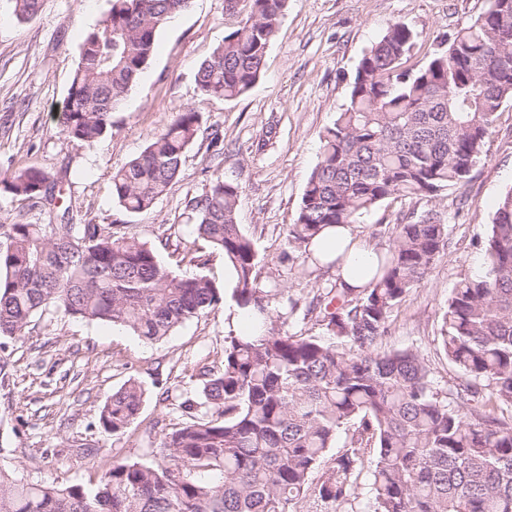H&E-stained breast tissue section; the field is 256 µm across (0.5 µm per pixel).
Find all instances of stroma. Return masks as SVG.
<instances>
[{"label":"stroma","instance_id":"1","mask_svg":"<svg viewBox=\"0 0 512 512\" xmlns=\"http://www.w3.org/2000/svg\"><path fill=\"white\" fill-rule=\"evenodd\" d=\"M111 0H42L38 14L19 19L15 0H0V183L28 167L45 171L62 192L49 204L13 196L0 186V224H108L154 246L170 270L195 273L178 248L193 244L203 268L224 281V260L194 233L187 208L216 177L237 183V221L253 239L257 270L271 288L303 300L333 275L301 272L286 244L307 179L321 151L320 135L348 102L365 51L394 23L417 33L410 66L467 26L488 0H291L268 48L259 80L241 97H202L198 64L236 24L224 0H191L160 30L156 52L112 128L93 143L69 139L58 124L83 33L106 19ZM188 109L223 139L215 153L198 138L185 151L179 177L154 207L124 212L112 198L111 176ZM487 153L464 186L448 188L431 206L446 214L449 247L390 320L384 349H411L431 367L440 390L459 374L441 347V313L455 284L477 271L486 226L498 199L512 189V100L506 101ZM401 202L383 204L354 229L376 248L388 245ZM236 313L232 306L192 319L163 342L149 343L121 327L53 311L33 318L22 337L0 340L7 376L0 381V468L27 483L96 485L103 463L149 461V452L181 424L184 401L196 399L202 366L221 358ZM146 399L122 434L105 432L99 413L127 379Z\"/></svg>","mask_w":512,"mask_h":512}]
</instances>
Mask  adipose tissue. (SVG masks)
I'll return each mask as SVG.
<instances>
[{"mask_svg":"<svg viewBox=\"0 0 512 512\" xmlns=\"http://www.w3.org/2000/svg\"><path fill=\"white\" fill-rule=\"evenodd\" d=\"M328 245L312 244L314 257L322 263L334 264L339 280L349 288L365 287L373 275L376 249L365 239L357 236L353 225L341 224L327 233ZM347 254L346 262H339L340 254Z\"/></svg>","mask_w":512,"mask_h":512,"instance_id":"ef3b65f1","label":"adipose tissue"}]
</instances>
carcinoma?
I'll return each mask as SVG.
<instances>
[{"label": "carcinoma", "instance_id": "carcinoma-1", "mask_svg": "<svg viewBox=\"0 0 512 512\" xmlns=\"http://www.w3.org/2000/svg\"><path fill=\"white\" fill-rule=\"evenodd\" d=\"M190 0H112L84 32L61 113L62 132L91 143L151 61L160 28ZM288 0H235L237 25L196 72L205 97L234 100L260 78ZM417 33L391 25L362 56L349 101L322 136L287 245L303 258L321 232L354 224L388 201L434 198L468 181L504 102L512 100V0L488 8L426 62L407 68ZM200 113H176L136 157L112 172L130 214L151 209L179 176L200 135ZM16 197L48 200V175L29 167L5 181ZM239 186L218 177L187 207L196 232L231 263V298L257 321L224 337L222 360L202 367L181 426L151 450L116 460L94 488L24 483L0 470V512H342L358 498L374 450L367 512H512V189L501 196L479 271L452 289L441 346L461 374L451 394L412 350L380 349L392 313L448 247L445 215L401 213L372 281L334 285L305 303L322 335L276 325L277 298L256 271L254 242L237 222ZM0 244V336L23 335L50 307L121 326L154 343L224 302L205 274L166 269L148 243L110 224L8 225ZM136 379L100 410L107 432L138 418ZM344 450L329 456L339 433ZM321 471L318 481L312 474Z\"/></svg>", "mask_w": 512, "mask_h": 512}]
</instances>
